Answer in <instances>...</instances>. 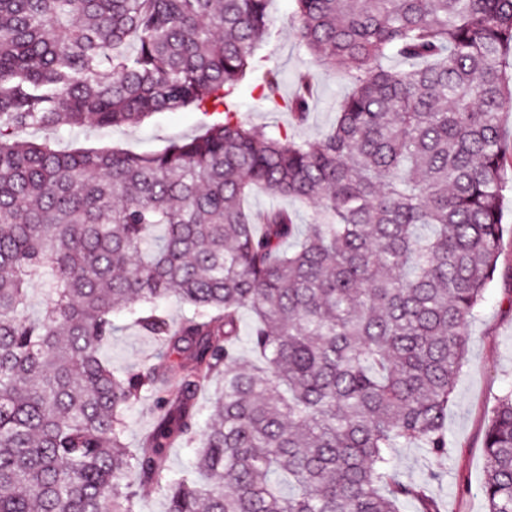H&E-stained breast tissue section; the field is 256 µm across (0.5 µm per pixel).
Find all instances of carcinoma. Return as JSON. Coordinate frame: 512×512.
I'll list each match as a JSON object with an SVG mask.
<instances>
[{"label": "carcinoma", "instance_id": "1", "mask_svg": "<svg viewBox=\"0 0 512 512\" xmlns=\"http://www.w3.org/2000/svg\"><path fill=\"white\" fill-rule=\"evenodd\" d=\"M267 2L0 0V512H139L153 489L166 512H439L392 451L447 454L497 272L512 0H297L299 46L351 84L317 139L235 111ZM279 90L269 67L260 97ZM314 100L304 74L283 108L302 123ZM186 108L224 117L142 154L11 136ZM257 191L316 216L253 211ZM35 283L43 319L24 314ZM172 299L191 308L177 325L159 313ZM122 312L169 373L102 360ZM220 370L201 432L196 396ZM148 396L157 426L133 453L125 411ZM198 439L200 483L167 464ZM484 448L487 512H512V385Z\"/></svg>", "mask_w": 512, "mask_h": 512}]
</instances>
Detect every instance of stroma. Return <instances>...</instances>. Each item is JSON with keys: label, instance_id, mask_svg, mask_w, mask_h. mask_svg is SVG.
<instances>
[{"label": "stroma", "instance_id": "obj_1", "mask_svg": "<svg viewBox=\"0 0 512 512\" xmlns=\"http://www.w3.org/2000/svg\"><path fill=\"white\" fill-rule=\"evenodd\" d=\"M296 10L295 0H269L267 12L274 23L272 39L264 41L259 55L268 59L282 75L280 91L290 96L295 78L313 73L317 96L303 124H295L272 100L251 94L262 74L247 76L238 98V110L249 125L268 132L289 130L305 139L321 137L334 123L336 110L348 91L340 75L315 66L300 48L288 18ZM202 131L201 116L192 109L164 112L139 126H119L107 132L95 129L64 132L54 141L55 149L120 148L133 153H150L167 145L194 137ZM504 235L494 281L486 290L478 314L468 324L469 351L463 365L455 397L448 406L446 436L448 453L437 457L423 444L413 443L393 452L399 469L411 479L429 480V490L443 507V512H486L480 493L485 475L484 431L497 396L512 385V192H505L501 202ZM119 327L102 350L105 363L114 369L133 365L155 366L159 346L153 337L143 335L128 314L115 318Z\"/></svg>", "mask_w": 512, "mask_h": 512}]
</instances>
